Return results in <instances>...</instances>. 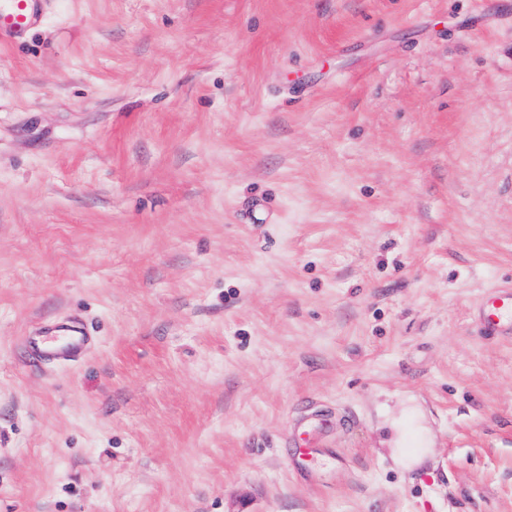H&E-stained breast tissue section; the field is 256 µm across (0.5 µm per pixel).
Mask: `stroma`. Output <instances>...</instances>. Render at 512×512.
Here are the masks:
<instances>
[{
	"instance_id": "obj_1",
	"label": "stroma",
	"mask_w": 512,
	"mask_h": 512,
	"mask_svg": "<svg viewBox=\"0 0 512 512\" xmlns=\"http://www.w3.org/2000/svg\"><path fill=\"white\" fill-rule=\"evenodd\" d=\"M511 279L512 0H42L0 46V512H512ZM473 303L479 313L475 322L479 333L512 340V281L483 290ZM69 325L42 327L28 336L34 356L45 361L69 360L76 357L85 341L86 330L76 320ZM412 422L417 426L423 448H418L411 453H404L402 448H388L394 455L400 458L403 465L407 468L419 465L429 452V448H426L428 445V434L426 429L418 423L417 414L407 413L406 410L401 414V417L394 427L395 435L390 444L393 446H400L407 435L406 427Z\"/></svg>"
}]
</instances>
